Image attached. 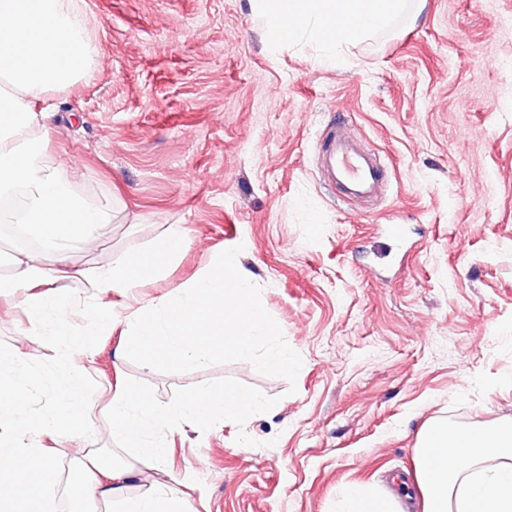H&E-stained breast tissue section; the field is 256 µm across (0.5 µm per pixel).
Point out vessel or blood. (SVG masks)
Listing matches in <instances>:
<instances>
[{"instance_id": "1", "label": "vessel or blood", "mask_w": 512, "mask_h": 512, "mask_svg": "<svg viewBox=\"0 0 512 512\" xmlns=\"http://www.w3.org/2000/svg\"><path fill=\"white\" fill-rule=\"evenodd\" d=\"M322 171L343 201L376 199L385 184L383 166L377 155L360 140L335 125L315 144Z\"/></svg>"}]
</instances>
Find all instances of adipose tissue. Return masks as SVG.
Wrapping results in <instances>:
<instances>
[{
  "label": "adipose tissue",
  "instance_id": "obj_1",
  "mask_svg": "<svg viewBox=\"0 0 512 512\" xmlns=\"http://www.w3.org/2000/svg\"><path fill=\"white\" fill-rule=\"evenodd\" d=\"M276 40L315 42L323 61L335 63L350 46L387 28L405 0H253ZM96 51L90 21L79 0H0V199L21 196L9 221L34 232L41 253L21 252L11 263L17 304L27 316L24 335L41 340L68 336L72 346L54 378L47 411L22 418L31 386L41 376L27 369L28 354L0 349V466L11 470L0 486V512H50L51 476L57 469L53 443L79 439L95 400L88 391V339L73 334L65 311L76 296L53 293L51 284L71 273L65 245L73 238L94 244V233L111 223L110 208L89 202L74 189L73 176L50 156L44 107L51 93L71 87L91 68ZM178 224L124 263L81 270L102 311L101 328L127 327L130 338L119 356H137L145 367L159 360L176 365L206 363L216 349L251 354L270 327L254 290L235 259L224 258L200 274L183 295L168 302L146 299L140 290L154 281L184 248ZM131 303L114 311L113 292ZM112 437L134 451L136 466L161 470L167 450L158 439L198 423L242 422L256 410L247 393L227 388L189 395L177 406L116 384L109 401ZM136 466L116 467L96 451L77 460L87 498L121 500L124 512H192L171 487L131 497L126 493ZM419 512H512V425L449 430L428 424L420 431L414 467ZM340 512H402L393 499L365 485L346 486Z\"/></svg>",
  "mask_w": 512,
  "mask_h": 512
}]
</instances>
